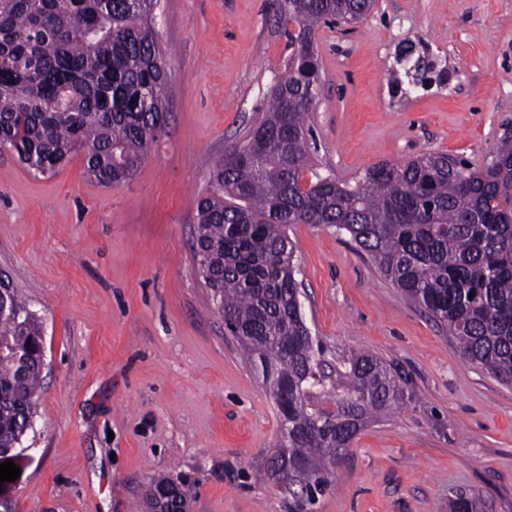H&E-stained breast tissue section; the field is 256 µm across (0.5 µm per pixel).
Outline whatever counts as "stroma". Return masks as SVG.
<instances>
[{"mask_svg": "<svg viewBox=\"0 0 512 512\" xmlns=\"http://www.w3.org/2000/svg\"><path fill=\"white\" fill-rule=\"evenodd\" d=\"M168 121L134 175L106 188L73 156L38 175L0 151V270L41 318L33 451L11 512H141L181 476L187 512H293L267 473L275 406L197 270V199L264 115L284 73L277 0H160ZM322 81L305 181L440 152L483 165L512 130V0H375L319 24ZM301 303L329 369L359 351L413 399L367 419L313 512H444L456 490L512 512V387L462 358L445 326L334 229H288ZM177 482L182 488L180 486H178L177 484H175ZM173 485L175 488L174 494H176L178 497H180L183 492V496H185V497H181L180 503H176L173 505L174 508H178L180 510L173 511V512H186L188 499L191 496V490L189 488H186L185 484L182 481L178 480V477H176V479H174L173 477H170V476L152 478L150 480L147 488H148V490L153 489L155 491H163V490L169 489ZM181 489H182V492H181ZM183 509H185L186 511Z\"/></svg>", "mask_w": 512, "mask_h": 512, "instance_id": "obj_1", "label": "stroma"}]
</instances>
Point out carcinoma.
I'll return each instance as SVG.
<instances>
[{"label": "carcinoma", "mask_w": 512, "mask_h": 512, "mask_svg": "<svg viewBox=\"0 0 512 512\" xmlns=\"http://www.w3.org/2000/svg\"><path fill=\"white\" fill-rule=\"evenodd\" d=\"M158 0H0V150L40 175L83 156L104 187L127 181L166 122L167 63ZM285 74L243 143L219 160L196 206L195 255L212 302L281 421L271 470L315 503L327 464L362 422L400 408L408 383L377 356L343 360L336 410L314 409L322 350L301 309L290 224L346 233L379 271L455 337L463 358L512 385V134L473 167L444 153L380 162L355 185L330 176L303 186L306 125L319 86L315 27L359 22L373 0H278ZM36 314L0 276V451L33 428L42 366ZM304 460L322 482L311 487ZM448 512H482L475 492Z\"/></svg>", "instance_id": "1"}]
</instances>
